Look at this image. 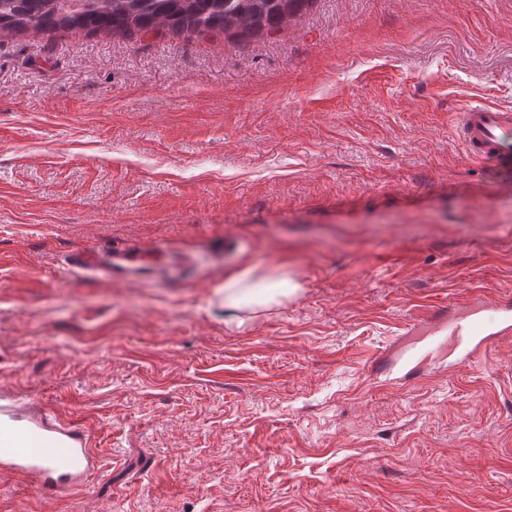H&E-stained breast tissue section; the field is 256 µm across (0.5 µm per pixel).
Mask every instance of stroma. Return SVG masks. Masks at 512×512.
<instances>
[{"mask_svg":"<svg viewBox=\"0 0 512 512\" xmlns=\"http://www.w3.org/2000/svg\"><path fill=\"white\" fill-rule=\"evenodd\" d=\"M512 0H314L271 37L0 34V385L103 467L0 512H512V336L390 366L409 324L512 297ZM179 253L141 281L74 254ZM296 281L229 314L226 275ZM459 137L468 154L506 169L512 160V109L488 104L456 112Z\"/></svg>","mask_w":512,"mask_h":512,"instance_id":"obj_1","label":"stroma"}]
</instances>
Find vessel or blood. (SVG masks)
I'll return each instance as SVG.
<instances>
[{
    "mask_svg": "<svg viewBox=\"0 0 512 512\" xmlns=\"http://www.w3.org/2000/svg\"><path fill=\"white\" fill-rule=\"evenodd\" d=\"M459 137L468 154L501 169L512 167V109L488 104L467 106L457 114ZM144 262L136 249L115 247L103 253L85 252L73 269L109 278L136 274ZM448 327L458 335V360L471 363L499 337L512 334V304L473 291L464 309L448 313ZM93 444L92 427L50 411H32L0 398V470L55 491L82 486L102 467Z\"/></svg>",
    "mask_w": 512,
    "mask_h": 512,
    "instance_id": "b4317fda",
    "label": "vessel or blood"
}]
</instances>
